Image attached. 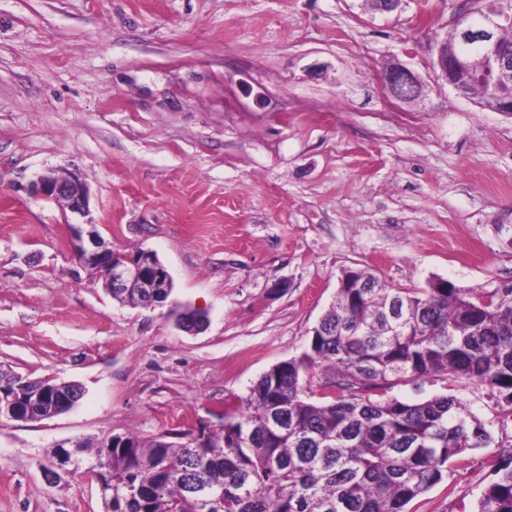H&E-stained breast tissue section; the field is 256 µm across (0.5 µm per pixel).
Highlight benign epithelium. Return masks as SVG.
<instances>
[{
  "mask_svg": "<svg viewBox=\"0 0 512 512\" xmlns=\"http://www.w3.org/2000/svg\"><path fill=\"white\" fill-rule=\"evenodd\" d=\"M479 6L461 13L455 26L456 39L451 47L440 41L436 47V65L441 78L454 91H460L456 78L461 73L487 78L491 87L512 79V44L502 41L499 33L512 25V3L509 0H477ZM383 84L399 101H408L422 91L418 77L405 65L395 61L385 70ZM484 108L512 114V96L502 93L488 95ZM36 197L63 202L70 212L84 214L88 192L73 173L48 169L30 183ZM70 241L78 259L85 265L98 263L108 270L106 286L114 292L146 290L153 294L168 290L172 277L156 255L148 250L136 254L112 251L99 239L97 232L84 230L83 224L69 225Z\"/></svg>",
  "mask_w": 512,
  "mask_h": 512,
  "instance_id": "1",
  "label": "benign epithelium"
}]
</instances>
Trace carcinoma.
I'll return each mask as SVG.
<instances>
[{
  "label": "carcinoma",
  "mask_w": 512,
  "mask_h": 512,
  "mask_svg": "<svg viewBox=\"0 0 512 512\" xmlns=\"http://www.w3.org/2000/svg\"><path fill=\"white\" fill-rule=\"evenodd\" d=\"M307 348L282 361L224 411L220 427L193 436H120L96 450L108 470L112 512H406L454 465L493 442L453 393L406 401L388 392L445 375L487 386L512 407V288H389L375 273L350 270ZM331 372L313 401L302 376ZM7 406L76 402L80 386L24 381L0 368ZM475 512H512V448ZM207 488L210 498L198 495Z\"/></svg>",
  "instance_id": "cac0c4a2"
}]
</instances>
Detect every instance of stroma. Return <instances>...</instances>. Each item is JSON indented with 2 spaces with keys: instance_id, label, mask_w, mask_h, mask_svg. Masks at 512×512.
Segmentation results:
<instances>
[{
  "instance_id": "stroma-1",
  "label": "stroma",
  "mask_w": 512,
  "mask_h": 512,
  "mask_svg": "<svg viewBox=\"0 0 512 512\" xmlns=\"http://www.w3.org/2000/svg\"><path fill=\"white\" fill-rule=\"evenodd\" d=\"M472 0H0V365L82 386L0 421V512H106L87 470L115 435L216 425L300 355L350 269L389 286L512 288V116L439 79ZM398 61L422 83L394 99ZM73 172L113 250L154 251L173 302L122 304L73 255L80 217L26 188ZM493 447L407 506L475 512L512 442L485 386L454 388ZM84 463L44 475L57 445ZM382 81L389 94L399 101L413 99L422 91L418 77L398 61H394L386 68Z\"/></svg>"
}]
</instances>
